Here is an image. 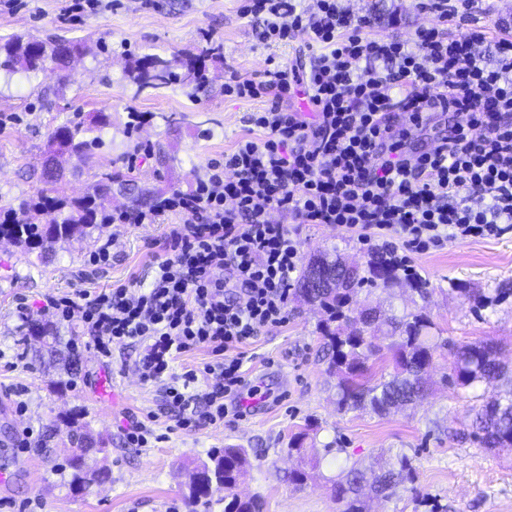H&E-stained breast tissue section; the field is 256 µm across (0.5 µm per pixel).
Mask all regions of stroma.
I'll list each match as a JSON object with an SVG mask.
<instances>
[{"mask_svg": "<svg viewBox=\"0 0 512 512\" xmlns=\"http://www.w3.org/2000/svg\"><path fill=\"white\" fill-rule=\"evenodd\" d=\"M73 0H24L15 10L0 11V42L22 35L79 41L87 50L67 69L46 64L25 74H0V114L15 122L0 128V210L20 211L23 204L47 195L42 175L48 134L79 119L92 125L98 112L110 113L103 129L106 146L86 164L63 157L58 182L67 196L78 197L97 175L112 174V205L131 208L121 192L133 181L146 195L190 190L207 165L249 133L250 113L262 101L237 100L224 94L227 71L257 79L264 71L307 63L303 37L261 44L243 0H112L111 10L76 18ZM348 7L373 20L374 34L408 38L429 17L416 0H348ZM224 59L208 61L210 79L196 97L182 85L141 91L128 74L138 59L157 55L180 61L212 45ZM163 149L158 162L154 149ZM179 215L167 212L154 224H109L91 235L56 244L44 256L0 242V470L12 477L0 483V500L16 505L39 501L43 512H195L189 498L196 467L213 449H246L250 463L239 486L244 495L264 497L266 512H336L331 480L344 466L378 469L390 457L406 454L416 469L415 491L399 490L384 498L368 494L369 512H512V447L487 448L472 434L475 413L493 396H512V230L496 237L451 241L417 254L412 264L428 283L422 301L440 339L430 371L429 391L403 410L376 414L368 410L338 412L337 379L328 369L317 307L291 298L287 324L258 335L245 346L249 378L256 388L245 399L246 414L222 425L204 424L192 431L175 428L157 387L142 383L134 371L141 350L114 348L110 358L95 359L83 348L78 324H60L39 315L57 330L59 354L75 352L78 374L68 380L58 363L39 354L41 345L15 309L20 299L41 307L49 293L82 288H135L150 282L157 263L166 258L165 240ZM301 258L326 252L366 263L371 252L354 238L324 224H297ZM111 242L110 261L94 265L90 256ZM495 343L508 373L485 385L450 382L453 348ZM149 423L154 438L143 448L125 441L132 420ZM57 424L44 455L41 445H21L22 430L45 432ZM89 430L102 452L88 463L108 469L105 484L75 492L64 486L60 469L75 446L69 428ZM306 433L304 457L286 448ZM311 470L304 487L282 481L283 470Z\"/></svg>", "mask_w": 512, "mask_h": 512, "instance_id": "1", "label": "stroma"}]
</instances>
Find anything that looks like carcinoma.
I'll return each instance as SVG.
<instances>
[{
    "instance_id": "carcinoma-1",
    "label": "carcinoma",
    "mask_w": 512,
    "mask_h": 512,
    "mask_svg": "<svg viewBox=\"0 0 512 512\" xmlns=\"http://www.w3.org/2000/svg\"><path fill=\"white\" fill-rule=\"evenodd\" d=\"M79 50L74 43L23 40L17 36L0 42V70L36 72L50 61L59 66L69 63L72 53ZM138 89L159 90L169 87L174 73L171 62L159 57L130 70ZM208 82L206 70L190 61L185 64L182 83L195 90ZM111 124V116L100 112L95 125L63 124L52 131L49 147L67 152L87 163L102 146L95 131ZM112 176L97 181L92 191L82 197L54 196L23 209L24 218L12 224H0V235L27 252H45L52 245L66 242L75 235L87 236L89 231L112 222ZM367 274L356 268L334 288H314L310 285L313 263H308L297 283L295 294L301 300L319 307L326 320L322 326L325 344L331 351L330 367L337 377V408L340 411L371 409L386 413L404 408L422 398L427 390L424 375L427 366L441 344L428 339L432 328L430 318L421 312H404L387 316L376 307L360 306L355 295L364 284L389 288L401 280L399 271L383 256L366 262ZM390 353L395 371L389 377L374 378L367 366L371 357ZM453 382L466 386L478 381L488 384L503 372L501 364L489 345H462L454 353ZM475 437L489 448L512 446V399L489 402L475 421ZM72 442L80 453L69 457L71 469L64 480L73 491L83 490L96 479H109V472H89L85 459L98 453L94 438L87 432L75 430ZM216 469L211 480L224 488V512H263L265 502L259 495L246 501L235 498L234 488L247 474V454L242 448L227 446L214 452ZM416 481L411 459L401 454L384 462L373 476L372 488L389 496L396 489ZM365 482L364 472L356 465L343 468L333 482V493L339 512H366L360 489Z\"/></svg>"
}]
</instances>
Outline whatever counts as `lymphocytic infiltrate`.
Instances as JSON below:
<instances>
[{"label":"lymphocytic infiltrate","instance_id":"lymphocytic-infiltrate-1","mask_svg":"<svg viewBox=\"0 0 512 512\" xmlns=\"http://www.w3.org/2000/svg\"><path fill=\"white\" fill-rule=\"evenodd\" d=\"M476 5L420 0L431 23L397 40L372 34L344 0H250L245 13L262 42L303 37L309 65L266 71L259 82L229 73L225 95L268 102L248 119L256 136L191 191L113 211L116 224H153L166 212L181 219L148 286L50 293L45 311L78 321L96 358L142 346L135 371L160 387L176 427L215 424L240 415L243 347L288 321L300 263L291 224L341 228L393 260L401 247L421 253L498 235L512 224V38L488 62ZM456 20L467 31L451 33ZM299 94L310 116L288 109ZM422 135L431 147H417ZM201 349L213 361L172 374L177 355Z\"/></svg>","mask_w":512,"mask_h":512}]
</instances>
